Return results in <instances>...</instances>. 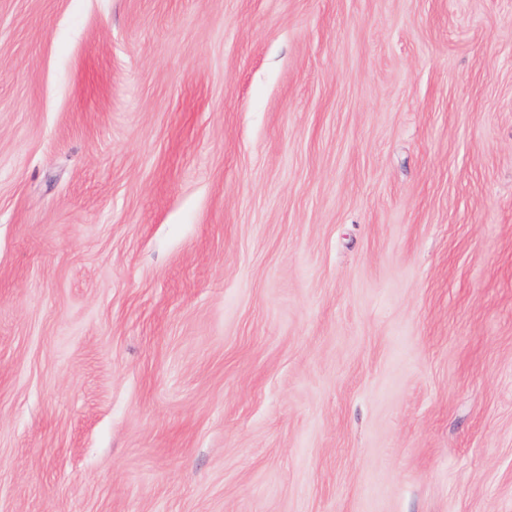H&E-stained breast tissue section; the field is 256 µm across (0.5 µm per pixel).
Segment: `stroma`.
Instances as JSON below:
<instances>
[{
	"mask_svg": "<svg viewBox=\"0 0 512 512\" xmlns=\"http://www.w3.org/2000/svg\"><path fill=\"white\" fill-rule=\"evenodd\" d=\"M0 512H512V0H0Z\"/></svg>",
	"mask_w": 512,
	"mask_h": 512,
	"instance_id": "35a3bbf8",
	"label": "stroma"
}]
</instances>
